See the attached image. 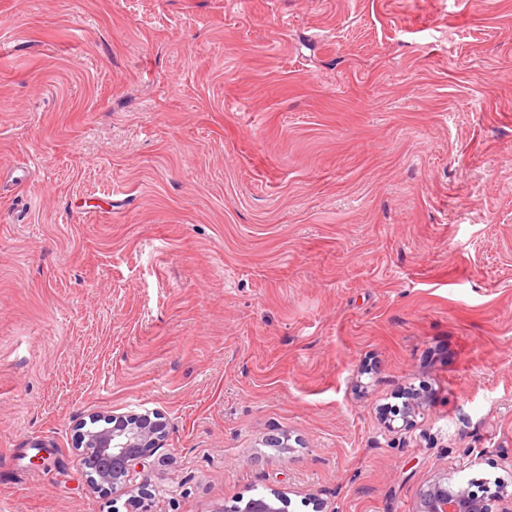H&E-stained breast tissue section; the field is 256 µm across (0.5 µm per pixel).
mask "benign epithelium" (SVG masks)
I'll return each mask as SVG.
<instances>
[{"label": "benign epithelium", "instance_id": "1", "mask_svg": "<svg viewBox=\"0 0 512 512\" xmlns=\"http://www.w3.org/2000/svg\"><path fill=\"white\" fill-rule=\"evenodd\" d=\"M109 425L97 430H76L77 446L94 461L86 466L95 488L114 492L127 490L137 468L167 435V422L158 413H117ZM281 497L258 496L247 502L246 512H282ZM417 512H490L486 497H475L468 488L441 476L422 491Z\"/></svg>", "mask_w": 512, "mask_h": 512}]
</instances>
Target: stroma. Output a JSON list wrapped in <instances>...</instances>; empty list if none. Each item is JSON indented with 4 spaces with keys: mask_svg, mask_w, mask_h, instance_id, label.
Here are the masks:
<instances>
[{
    "mask_svg": "<svg viewBox=\"0 0 512 512\" xmlns=\"http://www.w3.org/2000/svg\"><path fill=\"white\" fill-rule=\"evenodd\" d=\"M128 411L153 512L512 488V0H0V503Z\"/></svg>",
    "mask_w": 512,
    "mask_h": 512,
    "instance_id": "obj_1",
    "label": "stroma"
}]
</instances>
